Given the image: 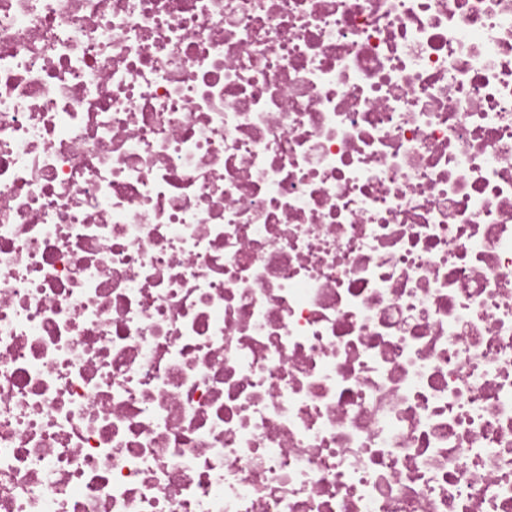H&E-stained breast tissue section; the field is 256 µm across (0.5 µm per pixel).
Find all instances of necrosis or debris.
<instances>
[{"label": "necrosis or debris", "mask_w": 512, "mask_h": 512, "mask_svg": "<svg viewBox=\"0 0 512 512\" xmlns=\"http://www.w3.org/2000/svg\"><path fill=\"white\" fill-rule=\"evenodd\" d=\"M0 512H512V0H0Z\"/></svg>", "instance_id": "necrosis-or-debris-1"}]
</instances>
